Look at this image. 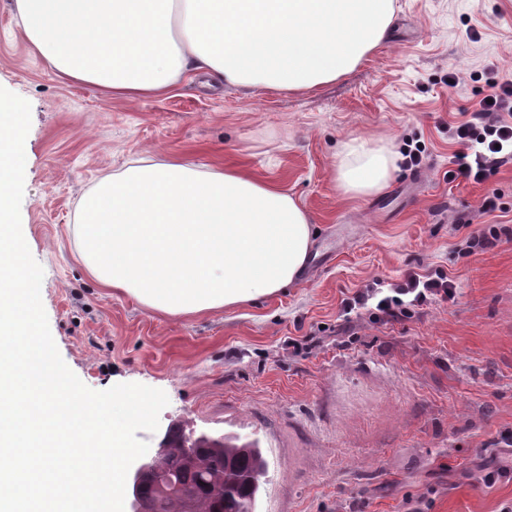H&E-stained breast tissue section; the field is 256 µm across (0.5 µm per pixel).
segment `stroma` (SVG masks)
<instances>
[{"mask_svg": "<svg viewBox=\"0 0 512 512\" xmlns=\"http://www.w3.org/2000/svg\"><path fill=\"white\" fill-rule=\"evenodd\" d=\"M393 32L313 92L240 89L188 72L165 94L115 99L61 81L32 54L16 0H0V87L29 101L22 230L44 277L58 351L89 388L166 392L156 432L257 441L258 512H501L512 502V164L484 183L449 176L448 130L512 75V0H397ZM456 86H449V77ZM361 137L420 148L380 193L336 187V152ZM241 164L315 224L297 281L255 303L169 316L94 281L78 260L81 195L130 160ZM499 207L481 210L488 190ZM495 231L469 249L472 232ZM444 271L448 300L396 321L344 318L372 280Z\"/></svg>", "mask_w": 512, "mask_h": 512, "instance_id": "obj_1", "label": "stroma"}]
</instances>
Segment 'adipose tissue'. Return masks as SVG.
<instances>
[{
  "label": "adipose tissue",
  "mask_w": 512,
  "mask_h": 512,
  "mask_svg": "<svg viewBox=\"0 0 512 512\" xmlns=\"http://www.w3.org/2000/svg\"><path fill=\"white\" fill-rule=\"evenodd\" d=\"M33 54L60 79L115 98L166 92L193 71L236 87L309 91L351 73L385 39L395 0H16ZM338 189L384 190L393 153L353 139ZM89 275L139 304L188 315L279 293L315 229L278 187L231 167L140 159L78 204Z\"/></svg>",
  "instance_id": "adipose-tissue-1"
}]
</instances>
